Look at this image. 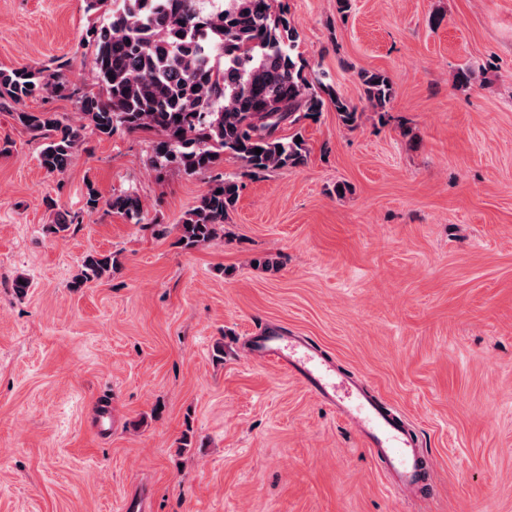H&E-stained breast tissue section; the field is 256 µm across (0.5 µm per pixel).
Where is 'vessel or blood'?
<instances>
[{
	"instance_id": "obj_1",
	"label": "vessel or blood",
	"mask_w": 512,
	"mask_h": 512,
	"mask_svg": "<svg viewBox=\"0 0 512 512\" xmlns=\"http://www.w3.org/2000/svg\"><path fill=\"white\" fill-rule=\"evenodd\" d=\"M245 352L272 360L335 409L365 442L395 498L409 503L423 499L426 456L406 418L387 408L359 379L339 370L317 344L265 325L248 336Z\"/></svg>"
}]
</instances>
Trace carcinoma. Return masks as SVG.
<instances>
[{"label": "carcinoma", "mask_w": 512, "mask_h": 512, "mask_svg": "<svg viewBox=\"0 0 512 512\" xmlns=\"http://www.w3.org/2000/svg\"><path fill=\"white\" fill-rule=\"evenodd\" d=\"M196 0H86L87 11L110 14L108 24L88 28L96 83L74 88L56 67L0 68V112L10 111L33 138L48 140L40 165L51 174L70 166L85 130L110 138L122 130L158 138L153 159L158 174L177 171L210 179L208 190L178 225L187 248L224 238V221L239 199L236 177L216 172L225 160L256 176L308 163L305 141L284 126L317 120L326 103L343 125L354 128L361 113L332 88L319 93L297 52L299 34L276 0H221L202 13ZM358 78L366 101L383 109L394 95L387 73L362 70ZM44 92L76 97L87 124L76 125L54 112H28L19 106ZM262 152L255 154L254 149ZM88 189L86 207L101 204ZM104 212L141 222L134 192L103 202ZM78 216L64 214L47 225L50 234L68 231ZM112 255L90 252L81 259L72 287L80 288L112 272Z\"/></svg>", "instance_id": "cac0c4a2"}]
</instances>
